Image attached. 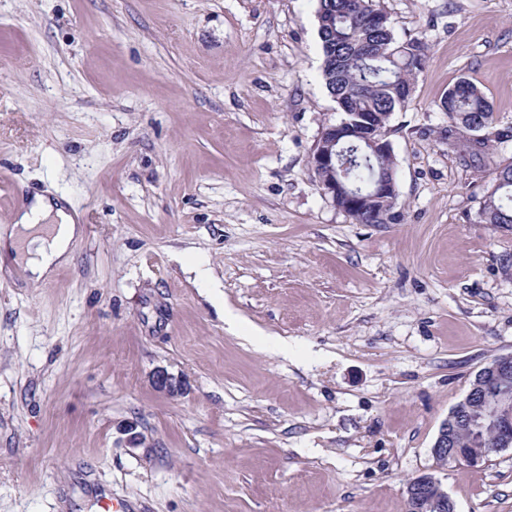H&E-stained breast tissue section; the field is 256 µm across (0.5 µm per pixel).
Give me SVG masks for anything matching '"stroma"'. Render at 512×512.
Returning <instances> with one entry per match:
<instances>
[{
  "label": "stroma",
  "instance_id": "obj_1",
  "mask_svg": "<svg viewBox=\"0 0 512 512\" xmlns=\"http://www.w3.org/2000/svg\"><path fill=\"white\" fill-rule=\"evenodd\" d=\"M381 3L429 46L387 127L399 224L312 170L338 117L316 0H0V225L47 191L83 226L50 279L0 271V512H406L428 472L512 512V447L431 454L512 352V228L476 220L512 163V0ZM462 77L495 116L466 158L439 107ZM398 192L385 199L363 202L356 223L359 224H398L402 213L399 210Z\"/></svg>",
  "mask_w": 512,
  "mask_h": 512
}]
</instances>
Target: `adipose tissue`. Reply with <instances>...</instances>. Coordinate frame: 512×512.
I'll return each mask as SVG.
<instances>
[{
    "mask_svg": "<svg viewBox=\"0 0 512 512\" xmlns=\"http://www.w3.org/2000/svg\"><path fill=\"white\" fill-rule=\"evenodd\" d=\"M82 234L78 214L65 197L37 192L18 208L12 226L0 229V269L20 268L25 280H47L69 262L71 245Z\"/></svg>",
    "mask_w": 512,
    "mask_h": 512,
    "instance_id": "adipose-tissue-1",
    "label": "adipose tissue"
}]
</instances>
